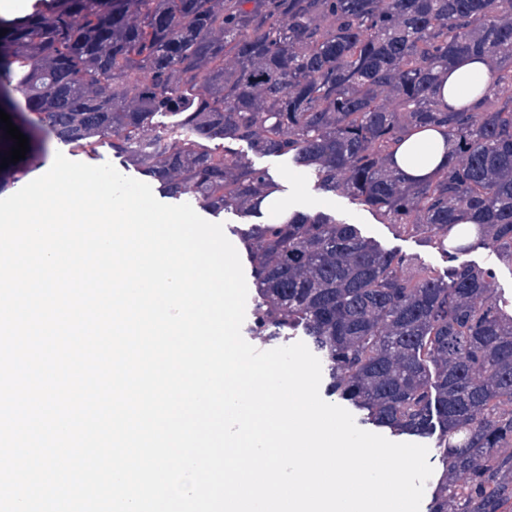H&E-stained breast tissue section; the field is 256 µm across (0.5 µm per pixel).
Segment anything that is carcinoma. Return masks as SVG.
Instances as JSON below:
<instances>
[{"label":"carcinoma","mask_w":512,"mask_h":512,"mask_svg":"<svg viewBox=\"0 0 512 512\" xmlns=\"http://www.w3.org/2000/svg\"><path fill=\"white\" fill-rule=\"evenodd\" d=\"M0 97L23 101L49 142L108 149L166 199L241 220L251 335L303 336L328 393L396 437L432 438L443 464L430 512H512V309L477 245L512 260V0H39L0 18ZM491 85L470 108L439 99L462 56ZM447 163L392 167L414 131ZM345 191L398 233L448 254L443 271L289 207L285 186L232 145ZM275 224L252 223L272 205ZM469 473L458 485L453 475Z\"/></svg>","instance_id":"obj_1"}]
</instances>
